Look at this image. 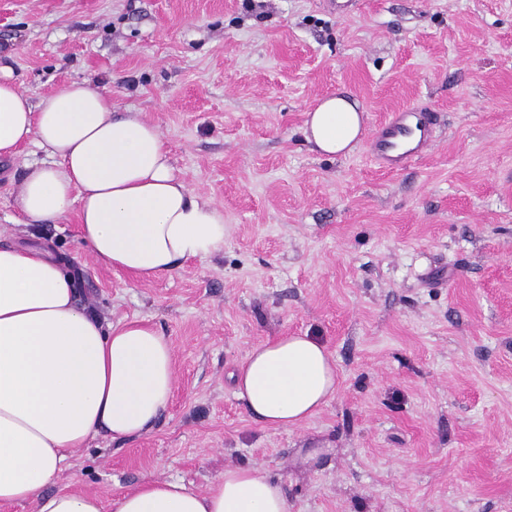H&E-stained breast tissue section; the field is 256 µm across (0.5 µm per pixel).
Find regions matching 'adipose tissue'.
I'll return each instance as SVG.
<instances>
[{
    "mask_svg": "<svg viewBox=\"0 0 512 512\" xmlns=\"http://www.w3.org/2000/svg\"><path fill=\"white\" fill-rule=\"evenodd\" d=\"M363 114L342 95L307 114L306 141L346 155ZM35 142L52 164L27 166L13 208L28 224L75 215L82 247L105 267L140 279L224 248V211L179 178L157 127L118 112L111 96L73 81L31 99L0 64V156ZM236 393L264 424L294 428L316 416L338 388L336 360L308 335L253 347L235 374ZM175 386L173 353L157 329L103 323L79 305L75 281L46 247L0 245V505L36 512H289L280 483L257 467L225 469L206 490L147 480L106 503L51 491L72 454L105 433L127 439L150 429Z\"/></svg>",
    "mask_w": 512,
    "mask_h": 512,
    "instance_id": "1",
    "label": "adipose tissue"
}]
</instances>
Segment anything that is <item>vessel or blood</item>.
Segmentation results:
<instances>
[{
    "label": "vessel or blood",
    "mask_w": 512,
    "mask_h": 512,
    "mask_svg": "<svg viewBox=\"0 0 512 512\" xmlns=\"http://www.w3.org/2000/svg\"><path fill=\"white\" fill-rule=\"evenodd\" d=\"M435 119L432 112L404 107L378 124L368 142L373 161L383 170L397 171L420 157L430 140Z\"/></svg>",
    "instance_id": "vessel-or-blood-1"
}]
</instances>
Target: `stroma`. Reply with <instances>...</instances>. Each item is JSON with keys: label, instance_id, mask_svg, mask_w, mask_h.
<instances>
[{"label": "stroma", "instance_id": "stroma-1", "mask_svg": "<svg viewBox=\"0 0 512 512\" xmlns=\"http://www.w3.org/2000/svg\"><path fill=\"white\" fill-rule=\"evenodd\" d=\"M0 53L31 99L85 80L142 113L224 210L222 252L135 279L82 251L75 217L22 223L10 201L42 150L0 159V245L51 247L81 303L173 350L154 426L89 441L55 489L108 502L256 466L291 512H512V0H0ZM333 94L369 133L428 107L431 146L390 174L363 141L311 151L305 114ZM305 332L340 388L302 426H267L232 374Z\"/></svg>", "mask_w": 512, "mask_h": 512}]
</instances>
